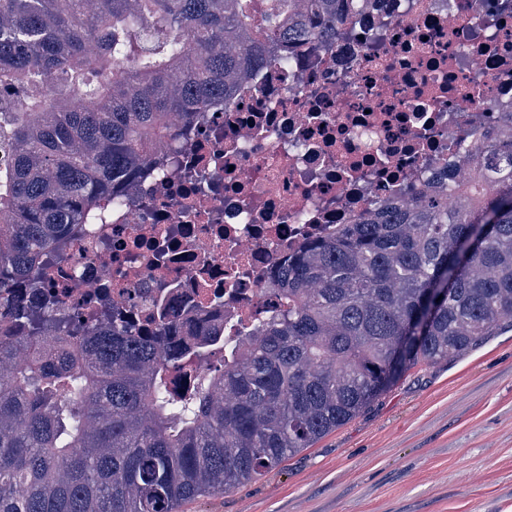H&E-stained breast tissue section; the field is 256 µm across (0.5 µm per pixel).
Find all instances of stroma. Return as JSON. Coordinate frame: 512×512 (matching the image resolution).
<instances>
[{"instance_id":"1","label":"stroma","mask_w":512,"mask_h":512,"mask_svg":"<svg viewBox=\"0 0 512 512\" xmlns=\"http://www.w3.org/2000/svg\"><path fill=\"white\" fill-rule=\"evenodd\" d=\"M183 512H512V330L418 365L312 448Z\"/></svg>"}]
</instances>
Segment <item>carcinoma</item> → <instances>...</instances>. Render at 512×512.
Returning <instances> with one entry per match:
<instances>
[{
	"label": "carcinoma",
	"mask_w": 512,
	"mask_h": 512,
	"mask_svg": "<svg viewBox=\"0 0 512 512\" xmlns=\"http://www.w3.org/2000/svg\"><path fill=\"white\" fill-rule=\"evenodd\" d=\"M359 0H0V512H178L352 420L421 363L512 326V112L460 167L275 266L224 327L145 324L23 290L163 139L260 67L336 39ZM190 369L192 386L171 376Z\"/></svg>",
	"instance_id": "cac0c4a2"
}]
</instances>
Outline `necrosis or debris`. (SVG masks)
I'll use <instances>...</instances> for the list:
<instances>
[{
  "label": "necrosis or debris",
  "mask_w": 512,
  "mask_h": 512,
  "mask_svg": "<svg viewBox=\"0 0 512 512\" xmlns=\"http://www.w3.org/2000/svg\"><path fill=\"white\" fill-rule=\"evenodd\" d=\"M368 0L335 40L260 68L164 141L122 208L78 227L39 293L144 320L168 299L250 320L308 240L432 182L474 125L512 112V0Z\"/></svg>",
  "instance_id": "necrosis-or-debris-1"
}]
</instances>
